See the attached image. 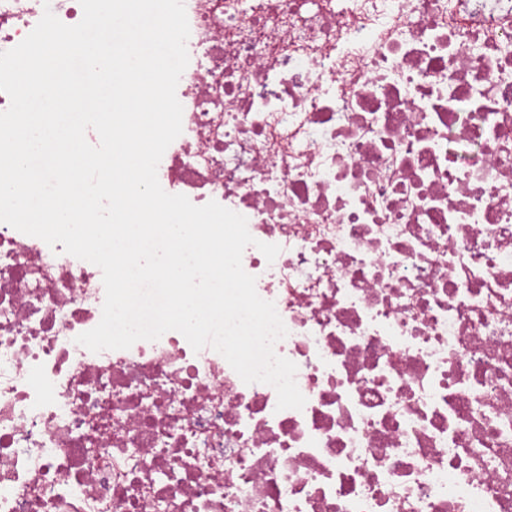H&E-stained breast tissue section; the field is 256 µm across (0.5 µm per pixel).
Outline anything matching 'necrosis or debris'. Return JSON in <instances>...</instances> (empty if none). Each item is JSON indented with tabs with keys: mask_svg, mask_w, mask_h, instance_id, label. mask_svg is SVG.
Here are the masks:
<instances>
[{
	"mask_svg": "<svg viewBox=\"0 0 512 512\" xmlns=\"http://www.w3.org/2000/svg\"><path fill=\"white\" fill-rule=\"evenodd\" d=\"M184 5L158 180L246 217L306 403L78 344L100 268L0 223V512H512V0ZM48 10L0 0V52Z\"/></svg>",
	"mask_w": 512,
	"mask_h": 512,
	"instance_id": "4bbe7bcc",
	"label": "necrosis or debris"
}]
</instances>
